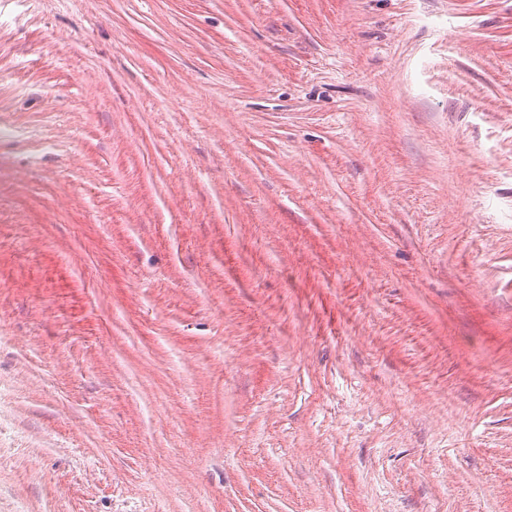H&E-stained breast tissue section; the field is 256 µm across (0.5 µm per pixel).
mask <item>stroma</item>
Segmentation results:
<instances>
[{"label": "stroma", "instance_id": "35a3bbf8", "mask_svg": "<svg viewBox=\"0 0 512 512\" xmlns=\"http://www.w3.org/2000/svg\"><path fill=\"white\" fill-rule=\"evenodd\" d=\"M0 512H512V0H0Z\"/></svg>", "mask_w": 512, "mask_h": 512}]
</instances>
